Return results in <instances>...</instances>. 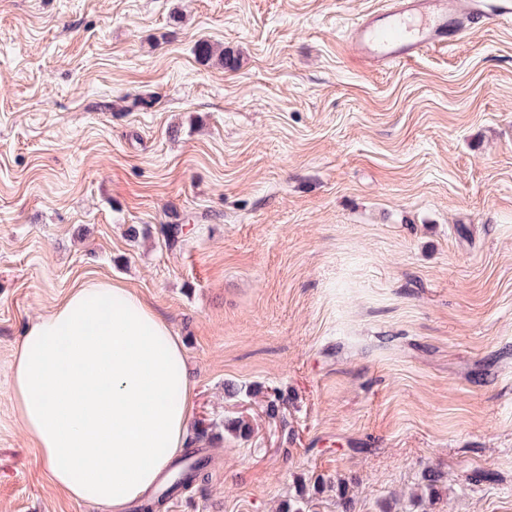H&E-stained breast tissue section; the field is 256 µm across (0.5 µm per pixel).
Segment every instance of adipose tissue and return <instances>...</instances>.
Instances as JSON below:
<instances>
[{
	"label": "adipose tissue",
	"mask_w": 512,
	"mask_h": 512,
	"mask_svg": "<svg viewBox=\"0 0 512 512\" xmlns=\"http://www.w3.org/2000/svg\"><path fill=\"white\" fill-rule=\"evenodd\" d=\"M8 384L51 483L78 503L119 512L192 445L183 350L150 305L115 282L79 285L37 317Z\"/></svg>",
	"instance_id": "obj_1"
}]
</instances>
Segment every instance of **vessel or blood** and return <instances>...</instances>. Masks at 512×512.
I'll use <instances>...</instances> for the list:
<instances>
[{
    "mask_svg": "<svg viewBox=\"0 0 512 512\" xmlns=\"http://www.w3.org/2000/svg\"><path fill=\"white\" fill-rule=\"evenodd\" d=\"M511 17L512 0H455L451 7L445 0H386L355 20L345 39L361 65L385 68Z\"/></svg>",
    "mask_w": 512,
    "mask_h": 512,
    "instance_id": "vessel-or-blood-1",
    "label": "vessel or blood"
}]
</instances>
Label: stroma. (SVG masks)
Instances as JSON below:
<instances>
[{
  "label": "stroma",
  "mask_w": 512,
  "mask_h": 512,
  "mask_svg": "<svg viewBox=\"0 0 512 512\" xmlns=\"http://www.w3.org/2000/svg\"><path fill=\"white\" fill-rule=\"evenodd\" d=\"M383 3L0 0V512H106L52 487L8 388L96 280L180 339L191 428L254 429L162 512L320 479L304 512H338L340 478L355 512H512V24L373 71L345 32ZM197 54L204 61H210L215 57L217 64L225 69L234 70L238 65L236 58L226 53L223 48L215 49L213 45L207 41H201L197 45Z\"/></svg>",
  "instance_id": "1"
}]
</instances>
